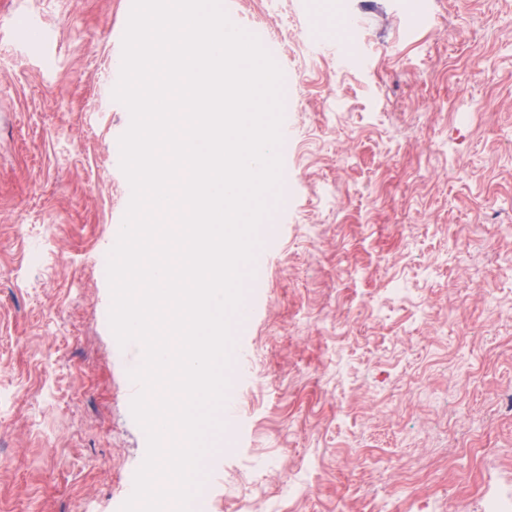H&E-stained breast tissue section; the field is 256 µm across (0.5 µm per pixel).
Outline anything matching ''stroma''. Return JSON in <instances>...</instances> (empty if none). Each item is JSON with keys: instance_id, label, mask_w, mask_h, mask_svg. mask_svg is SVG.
Returning <instances> with one entry per match:
<instances>
[{"instance_id": "35a3bbf8", "label": "stroma", "mask_w": 512, "mask_h": 512, "mask_svg": "<svg viewBox=\"0 0 512 512\" xmlns=\"http://www.w3.org/2000/svg\"><path fill=\"white\" fill-rule=\"evenodd\" d=\"M292 128L205 512L512 504V0H227ZM128 0H0V500L120 512L142 347L97 262L132 192Z\"/></svg>"}]
</instances>
